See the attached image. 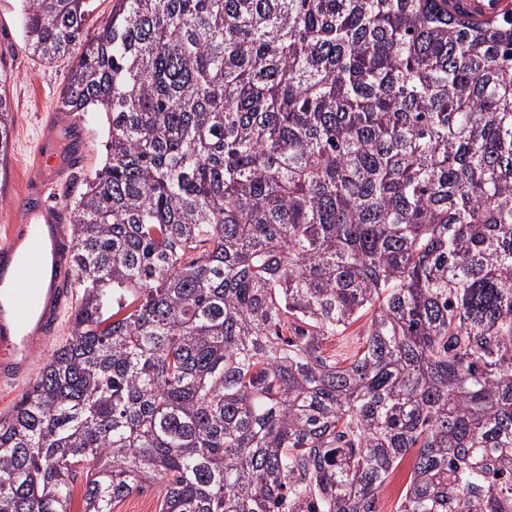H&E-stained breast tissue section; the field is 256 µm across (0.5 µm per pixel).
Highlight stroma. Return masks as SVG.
<instances>
[{
	"label": "stroma",
	"mask_w": 512,
	"mask_h": 512,
	"mask_svg": "<svg viewBox=\"0 0 512 512\" xmlns=\"http://www.w3.org/2000/svg\"><path fill=\"white\" fill-rule=\"evenodd\" d=\"M70 67L63 59L41 62L25 48L18 0H0V76L14 113L13 135L0 171V241L14 219L20 195L36 174L33 150L39 114L58 111Z\"/></svg>",
	"instance_id": "obj_1"
}]
</instances>
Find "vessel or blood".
<instances>
[{"label":"vessel or blood","mask_w":512,"mask_h":512,"mask_svg":"<svg viewBox=\"0 0 512 512\" xmlns=\"http://www.w3.org/2000/svg\"><path fill=\"white\" fill-rule=\"evenodd\" d=\"M503 6L504 0H468L470 14L480 20L497 17ZM83 121L78 112L50 114L34 150L42 173L29 185L0 243L1 384L19 385L30 374L36 353L56 337L63 311L74 299L70 212L50 199L82 165ZM62 133L68 140L64 146L57 143Z\"/></svg>","instance_id":"b4317fda"}]
</instances>
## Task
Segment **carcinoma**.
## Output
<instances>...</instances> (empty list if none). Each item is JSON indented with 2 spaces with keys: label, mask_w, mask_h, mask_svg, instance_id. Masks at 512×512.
<instances>
[{
  "label": "carcinoma",
  "mask_w": 512,
  "mask_h": 512,
  "mask_svg": "<svg viewBox=\"0 0 512 512\" xmlns=\"http://www.w3.org/2000/svg\"><path fill=\"white\" fill-rule=\"evenodd\" d=\"M19 0L108 122L0 512H512V7ZM0 75V164L14 117ZM346 365L327 341L361 318ZM506 2L503 0H469L470 14L480 20H490L497 17ZM414 453L407 455L391 474L381 492L377 502L381 512H394L397 500L408 481ZM158 489L151 488L140 494H133L117 507L115 512H158Z\"/></svg>",
  "instance_id": "1"
}]
</instances>
